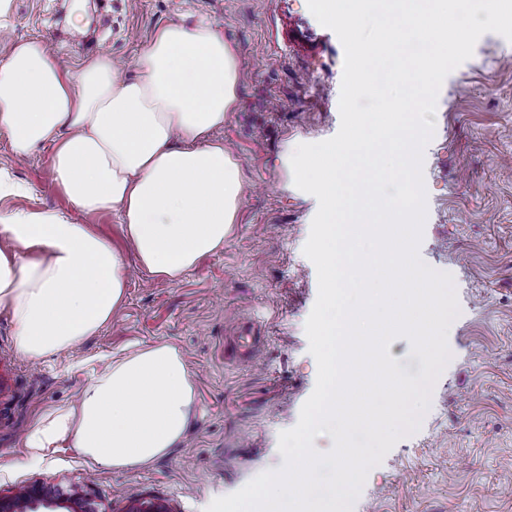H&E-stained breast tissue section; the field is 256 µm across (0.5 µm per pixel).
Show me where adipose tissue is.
<instances>
[{"label":"adipose tissue","instance_id":"ef3b65f1","mask_svg":"<svg viewBox=\"0 0 512 512\" xmlns=\"http://www.w3.org/2000/svg\"><path fill=\"white\" fill-rule=\"evenodd\" d=\"M124 76L108 56L70 68L39 39L0 59V133L13 158L50 151L79 224L45 210L0 216V308L15 352L41 361L77 347L124 300L127 265L90 217L118 213L137 268L176 282L223 251L243 192L240 165L216 133L237 102L239 57L209 22L160 26ZM196 412V379L159 342L113 359L76 403L39 415L29 463L70 446L124 471L164 456Z\"/></svg>","mask_w":512,"mask_h":512}]
</instances>
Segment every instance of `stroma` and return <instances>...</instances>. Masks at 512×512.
I'll use <instances>...</instances> for the list:
<instances>
[{
    "label": "stroma",
    "instance_id": "stroma-1",
    "mask_svg": "<svg viewBox=\"0 0 512 512\" xmlns=\"http://www.w3.org/2000/svg\"><path fill=\"white\" fill-rule=\"evenodd\" d=\"M216 24L236 50L238 103L218 136L241 164L233 235L176 283L134 274L123 304L76 350L32 361L13 348L0 310V493L38 484L91 499L97 512L159 502L205 512L215 498L280 467L317 379L305 323L318 295L303 253L317 199L287 188L278 158L289 143L332 138L341 123L344 48L307 0H14L13 36L43 40L71 67L108 55L133 63L168 22ZM424 150L426 218L419 255L450 273L460 308L452 358L419 430L373 467L353 512H512V41L487 32L445 78ZM28 191L0 198V215L50 209L81 221L57 188L49 153L11 163ZM260 338L253 363L232 335ZM177 345L197 378L198 410L182 444L126 472L57 448L25 465L36 415L75 402L92 374L134 344Z\"/></svg>",
    "mask_w": 512,
    "mask_h": 512
}]
</instances>
